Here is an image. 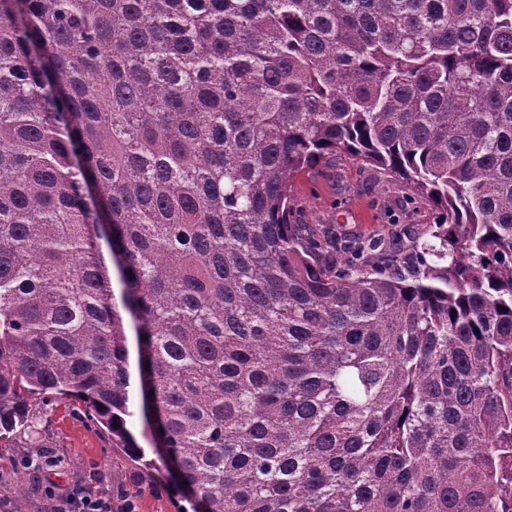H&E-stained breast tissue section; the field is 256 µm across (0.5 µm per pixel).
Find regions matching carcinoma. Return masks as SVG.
Here are the masks:
<instances>
[{
	"label": "carcinoma",
	"mask_w": 512,
	"mask_h": 512,
	"mask_svg": "<svg viewBox=\"0 0 512 512\" xmlns=\"http://www.w3.org/2000/svg\"><path fill=\"white\" fill-rule=\"evenodd\" d=\"M338 154L434 225L291 223ZM126 314L195 512H512V0H0L1 445L142 457Z\"/></svg>",
	"instance_id": "carcinoma-1"
}]
</instances>
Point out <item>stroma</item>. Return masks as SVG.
Wrapping results in <instances>:
<instances>
[{"label": "stroma", "mask_w": 512, "mask_h": 512, "mask_svg": "<svg viewBox=\"0 0 512 512\" xmlns=\"http://www.w3.org/2000/svg\"><path fill=\"white\" fill-rule=\"evenodd\" d=\"M295 224H323L338 236L376 237L409 243L425 231L434 218L422 203L408 201L405 188L376 171L345 157L319 162L293 181ZM130 374L127 427L144 455L130 459L112 447L107 433L86 425L80 417L56 408L44 426L50 463L39 473L22 467L35 456L32 448L0 447V502L12 512H52L48 486L101 487L112 495L113 505L132 500L135 512H176L182 503L175 492L172 466L163 464L153 444L151 429L141 410L138 348L133 325H126Z\"/></svg>", "instance_id": "stroma-1"}]
</instances>
